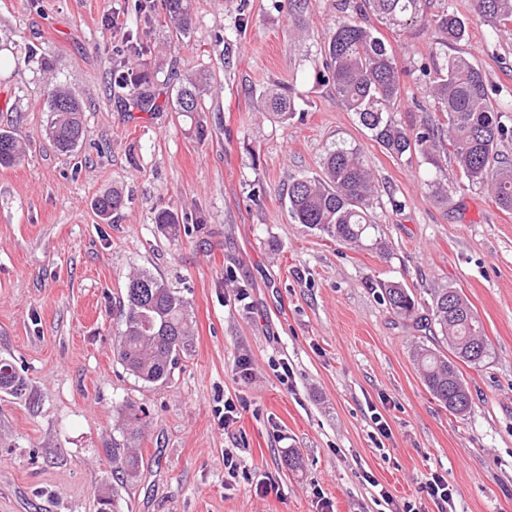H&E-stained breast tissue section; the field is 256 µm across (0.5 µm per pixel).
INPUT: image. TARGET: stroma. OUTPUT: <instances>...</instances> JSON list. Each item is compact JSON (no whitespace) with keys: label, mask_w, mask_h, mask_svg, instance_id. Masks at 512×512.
I'll use <instances>...</instances> for the list:
<instances>
[{"label":"stroma","mask_w":512,"mask_h":512,"mask_svg":"<svg viewBox=\"0 0 512 512\" xmlns=\"http://www.w3.org/2000/svg\"><path fill=\"white\" fill-rule=\"evenodd\" d=\"M162 3L0 0V129L30 144L0 168V359L28 383L22 397L0 393V512H97L102 497L112 512H388L385 492L439 512L424 491L435 474L454 512H512V212L452 162L438 202L430 161L390 157L318 81L342 0H308L300 31L286 0H192L181 42ZM446 8L467 25L454 54L512 117V33L494 36L474 0H427L424 11ZM369 23L399 69L435 48L421 24ZM128 69L148 73L157 110L115 88ZM195 74L209 86L188 119L171 99ZM49 83L84 107L78 157L45 138ZM273 84L304 91L302 119L261 112ZM340 143L362 150L382 190L356 248L288 213L289 183L320 172ZM114 187L125 206L100 219L91 202ZM162 209L178 214V237L155 223ZM139 269L190 305L193 347L164 386L138 381L113 353ZM387 283L423 304L455 288L473 306L490 354L463 370L470 415L428 391L411 357L420 334L384 302ZM228 401L240 413L231 425ZM129 404L146 423L138 476L125 483L105 448Z\"/></svg>","instance_id":"stroma-1"}]
</instances>
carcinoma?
<instances>
[{
	"label": "carcinoma",
	"mask_w": 512,
	"mask_h": 512,
	"mask_svg": "<svg viewBox=\"0 0 512 512\" xmlns=\"http://www.w3.org/2000/svg\"><path fill=\"white\" fill-rule=\"evenodd\" d=\"M425 0H361L355 16L336 22L321 47L323 57L319 80L331 85L347 111L356 115L373 141L398 159L421 154L439 173L443 163L453 157L462 176L471 184L488 189L497 206L512 211V164L498 158L497 148L512 127L505 115L491 103L483 73L466 57L444 55L432 59V65L418 68L428 79L425 90L441 118H427L420 124L404 127L394 117L401 98L403 76L392 51L377 32L364 25L372 14L394 27L405 28L418 21L431 26L440 35L439 45L452 47L466 38L465 22L444 10L427 17ZM476 9L488 25L508 28L512 23V0H475ZM166 13L175 22L176 32L190 31V0H163ZM114 82L129 91L143 110L156 108L151 94L142 90L149 77L141 72H120ZM203 87L189 79L176 91L173 108L190 118L199 111ZM263 111L288 124L299 112L303 91L282 85L259 94ZM45 134L61 153L77 152L84 140L83 106L73 95L54 89L47 97ZM24 154L22 143L10 130H0V167L18 164ZM379 186L360 149L341 145L327 152L321 173L302 176L288 189V211L294 221L322 236L346 245L358 246L375 228L372 205ZM125 205L124 196L114 188L97 196L93 207L108 220ZM155 223L175 236L180 231L178 217L170 210L155 216ZM383 298L399 317L413 322L429 338L446 345L440 351L423 343L413 349L412 357L421 370L429 392L454 416L471 413L473 398L461 365L478 366L489 355V344L481 323L469 301L455 288L437 292L431 306L419 311L414 295L400 284L383 285ZM124 329L116 340L117 357L138 380L163 385L182 355L191 349L192 321L188 303L169 288L162 277L147 270L133 273L122 297ZM27 391L26 380L7 361H0V392L21 397ZM142 437V421L134 408L121 429L120 438H112L108 456L120 463L126 480L137 475L138 456L132 448Z\"/></svg>",
	"instance_id": "carcinoma-1"
}]
</instances>
